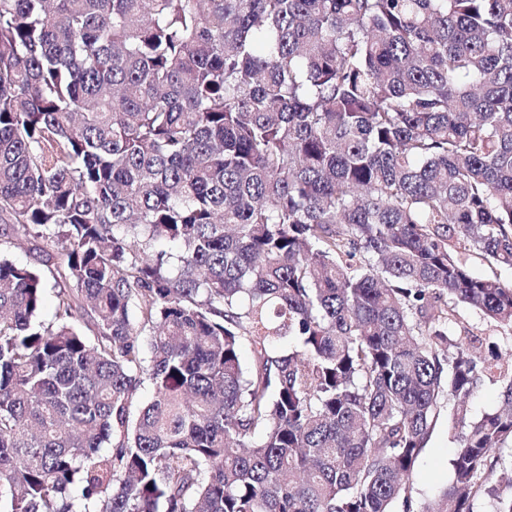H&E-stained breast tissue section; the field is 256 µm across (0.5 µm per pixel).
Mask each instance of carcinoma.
I'll return each instance as SVG.
<instances>
[{"label":"carcinoma","instance_id":"carcinoma-1","mask_svg":"<svg viewBox=\"0 0 512 512\" xmlns=\"http://www.w3.org/2000/svg\"><path fill=\"white\" fill-rule=\"evenodd\" d=\"M28 236L61 261L0 257V512H414L445 406L422 512H512V359L455 328L512 334L464 261L512 270V0H0ZM457 322L459 326L466 327L472 339H476L475 345L485 347L488 342H496L500 347L503 356L512 349V338L500 328L491 325L473 309L461 306L458 309ZM503 384L496 380L484 378L470 398V409L473 417L497 410L502 405ZM456 431L454 424L448 421V410L445 407L411 478L412 496L417 510L420 506L432 503L451 480L450 460Z\"/></svg>","mask_w":512,"mask_h":512}]
</instances>
